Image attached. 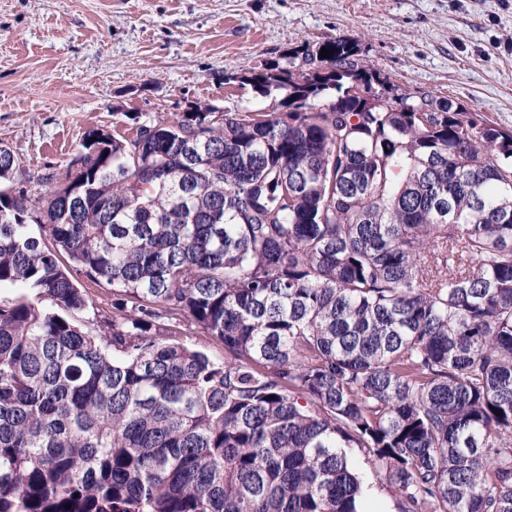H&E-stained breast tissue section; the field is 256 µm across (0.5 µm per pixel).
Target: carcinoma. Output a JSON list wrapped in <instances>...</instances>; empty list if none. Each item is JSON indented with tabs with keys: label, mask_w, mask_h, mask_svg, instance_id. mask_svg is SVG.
Instances as JSON below:
<instances>
[{
	"label": "carcinoma",
	"mask_w": 512,
	"mask_h": 512,
	"mask_svg": "<svg viewBox=\"0 0 512 512\" xmlns=\"http://www.w3.org/2000/svg\"><path fill=\"white\" fill-rule=\"evenodd\" d=\"M322 47L0 191V512H512V129ZM177 335L175 339L187 342L205 350L215 359L221 360L224 357V348L221 344L212 341L209 337L196 330L194 327H189L186 324H181L176 327ZM368 512H399L398 496L395 491L384 485H375L368 501Z\"/></svg>",
	"instance_id": "carcinoma-1"
}]
</instances>
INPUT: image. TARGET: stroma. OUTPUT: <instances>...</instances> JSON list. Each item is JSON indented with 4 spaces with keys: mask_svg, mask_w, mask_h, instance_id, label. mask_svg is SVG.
Instances as JSON below:
<instances>
[{
    "mask_svg": "<svg viewBox=\"0 0 512 512\" xmlns=\"http://www.w3.org/2000/svg\"><path fill=\"white\" fill-rule=\"evenodd\" d=\"M345 38L408 90L512 128V0H0V147L48 193L86 132L200 104L276 110L245 77Z\"/></svg>",
    "mask_w": 512,
    "mask_h": 512,
    "instance_id": "35a3bbf8",
    "label": "stroma"
}]
</instances>
